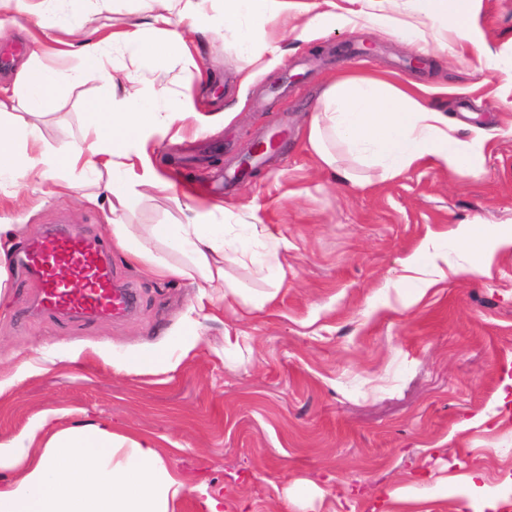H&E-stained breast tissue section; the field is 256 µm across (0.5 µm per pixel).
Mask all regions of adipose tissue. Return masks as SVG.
<instances>
[{
  "label": "adipose tissue",
  "mask_w": 512,
  "mask_h": 512,
  "mask_svg": "<svg viewBox=\"0 0 512 512\" xmlns=\"http://www.w3.org/2000/svg\"><path fill=\"white\" fill-rule=\"evenodd\" d=\"M163 12L129 19L111 40L83 41L78 53L81 68L96 72L112 87L122 88L123 100L92 102L87 124V148L31 157L26 144L35 140L36 130L28 125L0 122V177H10L18 186L39 190L60 171L90 166L106 170V181L96 182L94 191L73 184L76 194L87 201L106 197L125 211L140 204L143 188L165 191L169 184L153 169L140 181L127 175L126 161L151 137L168 134L184 120L183 110L169 111L163 102L167 87L153 96L136 93L135 71H120L108 64L107 42L123 46L132 62L156 61L167 54L185 51L187 33L221 27L230 30L258 70H269L281 57L279 45L254 41L246 22H273L290 14L304 15L300 39L325 31L361 26L388 35L408 37L417 53L425 55L430 44L421 28L423 21L456 20V36L469 38L470 23L461 16L463 0H420L419 14L389 13L388 0H222L220 12L209 13V0H160ZM158 28L163 38L147 41L145 27ZM19 86L9 100L0 99V112H49L57 98L59 79L55 72L31 62L18 75ZM495 130L465 125L448 117L408 87L376 76L345 75L324 92L308 128V143L321 168H336V148H343L362 167L374 169L387 180L425 162L467 178L477 175V160L495 138ZM116 244L129 261L145 273L163 279L190 281L198 290L193 315L186 320L184 336L198 339L197 316L205 309L212 292H221L226 307L263 309L273 302L285 280L281 252L285 239L273 233H256L247 219L218 224L210 207H194L186 224H149L141 228L113 223ZM459 260L456 274L479 276L484 263L497 251L512 249V225H496L489 233L474 225L457 228ZM154 241L168 251L181 254L173 263L152 253L146 246ZM424 260H410L405 281L415 296H422L448 264L447 248L431 245ZM262 260L270 279L269 288L248 293L230 279L225 267ZM0 470L19 471V479L0 486V512H175L186 493L185 485L172 474L167 462L152 443L119 435L100 426L78 427L53 436L39 455H30L21 440L0 442Z\"/></svg>",
  "instance_id": "ef3b65f1"
}]
</instances>
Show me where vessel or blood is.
Masks as SVG:
<instances>
[{"instance_id":"b4317fda","label":"vessel or blood","mask_w":512,"mask_h":512,"mask_svg":"<svg viewBox=\"0 0 512 512\" xmlns=\"http://www.w3.org/2000/svg\"><path fill=\"white\" fill-rule=\"evenodd\" d=\"M20 261L38 285L37 312L63 318H121L133 307L130 291L112 275V251L100 237L60 226L24 243Z\"/></svg>"}]
</instances>
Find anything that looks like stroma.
<instances>
[{
	"label": "stroma",
	"instance_id": "1",
	"mask_svg": "<svg viewBox=\"0 0 512 512\" xmlns=\"http://www.w3.org/2000/svg\"><path fill=\"white\" fill-rule=\"evenodd\" d=\"M464 8L485 56L452 37L416 68L409 46L367 27L296 40L289 31L303 23L298 15L252 23L256 42L275 39L284 51L268 73L253 75L224 30L189 36V54L137 67L143 93L165 84L194 113L179 142L156 137L144 148L170 193H149L118 221L185 224L199 204L219 205L221 224L253 213L288 243L284 284L259 311L210 306L190 346L183 331L195 288L145 276L120 251L113 273L137 303L119 319L33 314L35 283L9 267L0 441L29 436L38 449L87 425L149 440L188 488L177 512H209L211 499L223 512H387L395 488L474 469L498 496L497 512H512V251L497 252L483 276L449 274L418 300L401 282L405 262L424 243L454 242L458 225L512 224V0H466ZM84 9L102 39L159 4L86 0ZM0 11L17 18L0 34V86H12L41 44L60 93L52 112L22 119L36 127L38 150H65L85 135L88 104L112 91L91 72L72 80L81 35L47 36L24 0ZM197 69L201 77L190 79ZM345 73L438 87L433 107L498 127L482 176L421 165L361 188L322 170L306 132L318 99ZM224 112L230 120L214 127L195 119ZM273 132L282 136L278 153L213 192L252 142ZM109 208L0 179V222L25 225L27 240L56 225L111 239ZM160 343L173 348L167 364L123 369L129 352Z\"/></svg>",
	"mask_w": 512,
	"mask_h": 512
}]
</instances>
